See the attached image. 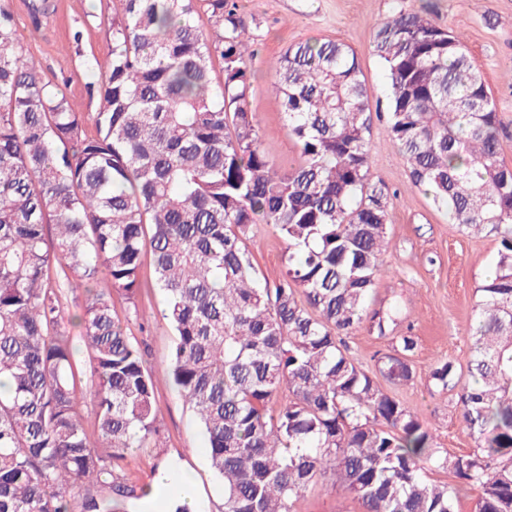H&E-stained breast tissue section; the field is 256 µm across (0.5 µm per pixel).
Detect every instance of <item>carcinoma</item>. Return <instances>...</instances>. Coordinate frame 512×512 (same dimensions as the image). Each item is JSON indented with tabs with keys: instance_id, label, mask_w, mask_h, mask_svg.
Listing matches in <instances>:
<instances>
[{
	"instance_id": "cac0c4a2",
	"label": "carcinoma",
	"mask_w": 512,
	"mask_h": 512,
	"mask_svg": "<svg viewBox=\"0 0 512 512\" xmlns=\"http://www.w3.org/2000/svg\"><path fill=\"white\" fill-rule=\"evenodd\" d=\"M27 7L40 28L47 0ZM111 27L107 58L83 56L98 101L88 117L19 49L14 14L0 6V378L10 382L0 392V512H74L78 482L81 512H135L145 492L121 463L156 447L157 383L112 292L134 306L150 286L165 297L170 381L204 435L223 512H293L328 472L364 512H457L453 488L427 464L477 487L475 512H512V166L460 36L402 10L374 34L387 131L412 183L460 231L499 245L466 374L449 360L431 372L478 443L450 456L377 380L412 378L415 337H394L376 374L346 344L366 321L381 335L396 321L369 310L390 199L371 172L370 95L352 49L308 40L273 65L300 154L283 169L260 146L250 36L229 0H119ZM262 224L288 241L272 286L246 245ZM147 253L151 284L141 278ZM70 280L86 291L94 438L61 329L60 283Z\"/></svg>"
}]
</instances>
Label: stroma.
<instances>
[{"mask_svg": "<svg viewBox=\"0 0 512 512\" xmlns=\"http://www.w3.org/2000/svg\"><path fill=\"white\" fill-rule=\"evenodd\" d=\"M13 11L20 45L35 56L48 75L82 112H94L84 85L89 76L79 66L67 42L72 29L84 32L85 54L105 57L111 44L113 0H49L52 13L43 28L30 22L28 0H0ZM237 14L251 33L255 55L250 104L262 148L278 165L299 160V151L282 122V108L272 91V65L289 46L306 40L332 39L356 54L370 93L372 171L392 194L385 271L374 289L373 308H395L394 336L411 335L417 347L411 359L413 377L395 387L397 397L416 410L432 432L438 448L448 454L468 453L476 443L465 430L455 394H431V369L443 360L466 368L471 358L468 335L478 290L493 270L497 243L459 231L447 214L417 188L407 163L392 143L386 121L385 69L373 49L376 26L399 10L426 12L442 27L461 33L469 56L481 71L504 122L501 154L512 165V0H234ZM288 243L263 226L249 241L260 277L278 282L285 271ZM115 315L126 321L129 334L145 352V364L157 382L159 445L128 459L124 470L136 485L148 484L158 461L178 458L194 473L211 512H220L223 494L203 453L204 438L196 418L169 382L175 336L162 318L164 296L155 289L141 293L129 305L113 293ZM350 353L365 369L392 350L391 338L378 337L361 325L348 339ZM333 475H325L295 502V512H362L361 504L338 490Z\"/></svg>", "mask_w": 512, "mask_h": 512, "instance_id": "35a3bbf8", "label": "stroma"}]
</instances>
